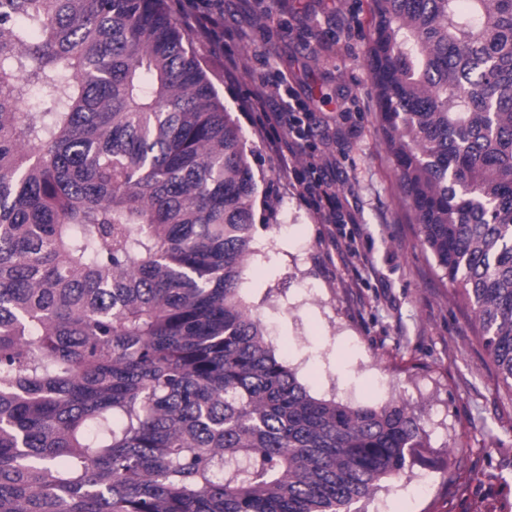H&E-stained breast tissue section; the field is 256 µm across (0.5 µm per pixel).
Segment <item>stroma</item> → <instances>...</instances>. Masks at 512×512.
Returning <instances> with one entry per match:
<instances>
[{
	"mask_svg": "<svg viewBox=\"0 0 512 512\" xmlns=\"http://www.w3.org/2000/svg\"><path fill=\"white\" fill-rule=\"evenodd\" d=\"M224 0V45L189 41L239 127L257 185L239 295L309 393L408 405L427 446L352 512H512V390L471 309L420 243L377 123L368 0ZM242 68L224 71L225 54ZM286 80L310 114L324 221L284 178L250 106Z\"/></svg>",
	"mask_w": 512,
	"mask_h": 512,
	"instance_id": "35a3bbf8",
	"label": "stroma"
}]
</instances>
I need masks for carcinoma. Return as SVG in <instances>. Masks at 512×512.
<instances>
[{
    "instance_id": "obj_1",
    "label": "carcinoma",
    "mask_w": 512,
    "mask_h": 512,
    "mask_svg": "<svg viewBox=\"0 0 512 512\" xmlns=\"http://www.w3.org/2000/svg\"><path fill=\"white\" fill-rule=\"evenodd\" d=\"M420 242L512 388V0H370ZM166 0H0V512H351L425 447L239 296L256 183Z\"/></svg>"
}]
</instances>
